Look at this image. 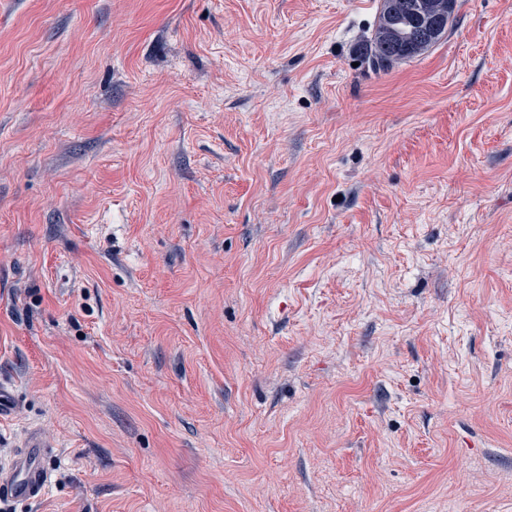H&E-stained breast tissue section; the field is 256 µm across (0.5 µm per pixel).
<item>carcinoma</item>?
<instances>
[{"label": "carcinoma", "mask_w": 512, "mask_h": 512, "mask_svg": "<svg viewBox=\"0 0 512 512\" xmlns=\"http://www.w3.org/2000/svg\"><path fill=\"white\" fill-rule=\"evenodd\" d=\"M455 0H381L379 20L366 47L378 70L410 60L437 43L448 30Z\"/></svg>", "instance_id": "cac0c4a2"}]
</instances>
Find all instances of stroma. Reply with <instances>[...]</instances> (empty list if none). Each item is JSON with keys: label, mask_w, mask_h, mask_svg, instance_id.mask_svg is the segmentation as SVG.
<instances>
[{"label": "stroma", "mask_w": 512, "mask_h": 512, "mask_svg": "<svg viewBox=\"0 0 512 512\" xmlns=\"http://www.w3.org/2000/svg\"><path fill=\"white\" fill-rule=\"evenodd\" d=\"M0 0L15 512H512V0ZM455 0H382L366 57L378 70L410 60L437 43L448 30ZM50 446L42 434L31 429L6 468H0V498L30 501L47 489L49 471L45 465Z\"/></svg>", "instance_id": "35a3bbf8"}]
</instances>
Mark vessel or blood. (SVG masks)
Here are the masks:
<instances>
[{
    "instance_id": "obj_1",
    "label": "vessel or blood",
    "mask_w": 512,
    "mask_h": 512,
    "mask_svg": "<svg viewBox=\"0 0 512 512\" xmlns=\"http://www.w3.org/2000/svg\"><path fill=\"white\" fill-rule=\"evenodd\" d=\"M48 444L38 430H30L9 465L0 468V498L29 501L47 489L49 471L45 465Z\"/></svg>"
}]
</instances>
